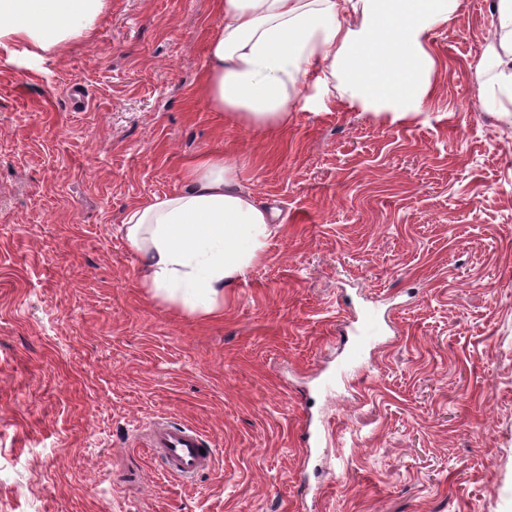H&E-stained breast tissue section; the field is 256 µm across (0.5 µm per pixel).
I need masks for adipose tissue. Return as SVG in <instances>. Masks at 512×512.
<instances>
[{
  "instance_id": "adipose-tissue-1",
  "label": "adipose tissue",
  "mask_w": 512,
  "mask_h": 512,
  "mask_svg": "<svg viewBox=\"0 0 512 512\" xmlns=\"http://www.w3.org/2000/svg\"><path fill=\"white\" fill-rule=\"evenodd\" d=\"M458 0H215L202 88L227 125L286 128L317 100H342L397 121L436 95L433 30ZM107 0H0V54L22 47L39 58L90 38ZM495 32L481 81L486 106L512 115V0H495ZM245 161L199 154L181 189L130 207L122 229L141 253V283L158 300L216 317L224 291L262 257L278 216L243 186Z\"/></svg>"
}]
</instances>
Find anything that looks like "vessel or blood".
I'll use <instances>...</instances> for the list:
<instances>
[{
    "mask_svg": "<svg viewBox=\"0 0 512 512\" xmlns=\"http://www.w3.org/2000/svg\"><path fill=\"white\" fill-rule=\"evenodd\" d=\"M359 338L352 346L348 357L338 363L337 373L349 376L360 372L359 357L363 346L376 342L381 333V325L375 314H366L357 329ZM148 448L161 459L168 471L180 478L189 479L208 469L214 459L213 449L204 448L198 431L178 427L166 421L149 423L145 428Z\"/></svg>",
    "mask_w": 512,
    "mask_h": 512,
    "instance_id": "vessel-or-blood-1",
    "label": "vessel or blood"
}]
</instances>
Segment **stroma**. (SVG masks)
<instances>
[{"label":"stroma","instance_id":"1","mask_svg":"<svg viewBox=\"0 0 512 512\" xmlns=\"http://www.w3.org/2000/svg\"><path fill=\"white\" fill-rule=\"evenodd\" d=\"M215 21L109 0L89 40L0 54V512H512V119L475 72L494 0L433 31L423 112L340 101L263 133L202 96ZM206 151L281 222L214 319L142 288L121 230ZM366 307L388 340L326 397ZM158 417L214 469L168 475Z\"/></svg>","mask_w":512,"mask_h":512}]
</instances>
